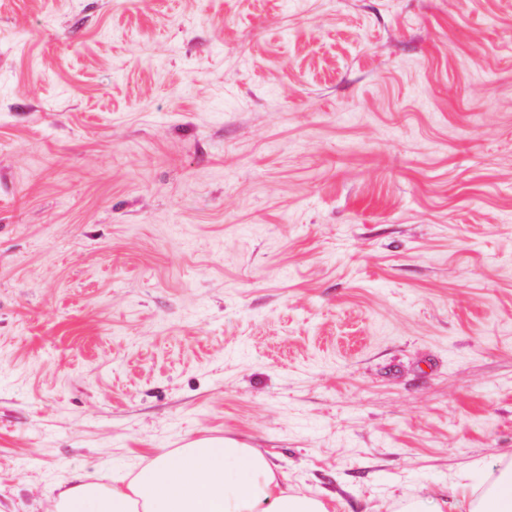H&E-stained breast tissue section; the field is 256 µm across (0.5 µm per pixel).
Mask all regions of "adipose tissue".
<instances>
[{"label": "adipose tissue", "instance_id": "obj_1", "mask_svg": "<svg viewBox=\"0 0 512 512\" xmlns=\"http://www.w3.org/2000/svg\"><path fill=\"white\" fill-rule=\"evenodd\" d=\"M57 512H329L319 499L290 493L256 449L200 436L177 453L156 450L130 480L106 486L73 475Z\"/></svg>", "mask_w": 512, "mask_h": 512}]
</instances>
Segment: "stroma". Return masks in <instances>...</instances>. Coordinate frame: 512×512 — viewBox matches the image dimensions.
Instances as JSON below:
<instances>
[{
	"label": "stroma",
	"mask_w": 512,
	"mask_h": 512,
	"mask_svg": "<svg viewBox=\"0 0 512 512\" xmlns=\"http://www.w3.org/2000/svg\"><path fill=\"white\" fill-rule=\"evenodd\" d=\"M201 435L335 512L512 465V0H0V512Z\"/></svg>",
	"instance_id": "1"
}]
</instances>
